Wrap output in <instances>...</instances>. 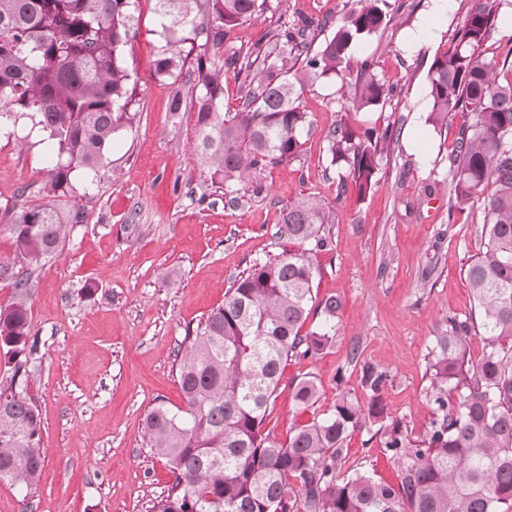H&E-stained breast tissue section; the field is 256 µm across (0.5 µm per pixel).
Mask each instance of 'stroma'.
Returning <instances> with one entry per match:
<instances>
[{
    "instance_id": "stroma-1",
    "label": "stroma",
    "mask_w": 512,
    "mask_h": 512,
    "mask_svg": "<svg viewBox=\"0 0 512 512\" xmlns=\"http://www.w3.org/2000/svg\"><path fill=\"white\" fill-rule=\"evenodd\" d=\"M353 5L267 0L262 13L230 33L218 58L244 57L258 43L274 50L276 33L303 17L339 25ZM467 8L468 0H458L447 24L414 51L406 36L424 23L426 0H395L390 22L352 47L353 61L372 60L390 89L377 108L357 116L355 128L394 133L378 185L363 197L340 192L346 169L331 165L327 152L325 136L350 106L337 78L300 92L312 125L299 157L269 164L230 190L211 181L194 160L193 109L170 110L174 94L196 92L195 57L178 78L154 72L166 45L155 0L132 6L136 37L125 62L136 84L133 122L114 137L97 171L73 173L67 195L40 190L50 151L35 118L0 119V215L38 204L84 215L31 278L30 318L41 345L27 369L45 460L29 496L0 479V512H151L172 474L147 448L144 418L155 405L184 404L175 355L186 331L223 305L231 281L253 262L298 250L277 229L288 205L308 196L336 212L333 249L316 258L313 295L338 297L342 308L332 344L286 364L268 423L283 441L294 424L309 420L291 395L306 375L321 385L317 411L328 410L341 391L365 398L360 363L350 359L356 348L361 362L389 374L388 415L410 439L422 436L432 409V340L449 317L479 316L466 268L484 244V212L478 202L449 206L448 153L461 115L429 132L425 162L410 146L409 130L428 116V70ZM87 282L95 288L90 298L81 295ZM346 446L345 471L362 467L398 481L400 466L375 431L352 432Z\"/></svg>"
}]
</instances>
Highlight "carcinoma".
<instances>
[{
  "label": "carcinoma",
  "instance_id": "cac0c4a2",
  "mask_svg": "<svg viewBox=\"0 0 512 512\" xmlns=\"http://www.w3.org/2000/svg\"><path fill=\"white\" fill-rule=\"evenodd\" d=\"M212 16L196 21L198 2ZM267 0H156L166 48L155 73L170 75L186 58L178 45L220 47L238 25L264 11ZM463 25L449 47L435 55L428 72L435 129L465 111L448 154L451 206L479 199L485 221L483 249L471 260L466 280L480 312L484 349L470 353L474 321L448 318L433 337L432 417L419 439L388 421L382 391L387 371L361 366L366 401L348 392L326 412L288 431L281 442L263 426L273 410L283 369L292 357L318 354L335 335L342 302L322 301L318 330L300 329L313 301L318 272L314 258L332 249L327 226L336 212L314 198L288 206L279 233L301 250L252 264L235 277L224 305L187 333L176 377L184 405H163L146 415L148 448L166 459L174 481L153 512H512V81H500L496 64L480 49L494 29L504 0H468ZM130 0H0V118L29 114L47 133L56 160L41 191L64 195L77 169L96 170L112 138L130 126L135 88L124 50L135 37ZM390 0H357V7L315 53H302L312 21L304 18L278 34L280 58L268 62L261 47L238 63L246 94L240 109L224 111V65L196 59L197 163L211 180L232 188L270 163L298 157L311 129L297 104L296 84L352 68L350 47L380 30ZM368 73L354 84L352 112L325 140L331 163H343L359 196L376 184L388 132L357 134L351 113L369 111L388 90ZM492 187L485 193L486 187ZM79 213L68 217L41 205L10 213L6 224L25 272L0 305V357L12 375L0 384V479L22 489L38 480L44 465L42 421L29 394L28 357L40 347L28 312L31 273L55 255ZM320 383L304 376L293 400L316 407ZM378 427L381 448L398 459L395 484L367 470L343 476L345 443L356 429Z\"/></svg>",
  "mask_w": 512,
  "mask_h": 512
}]
</instances>
